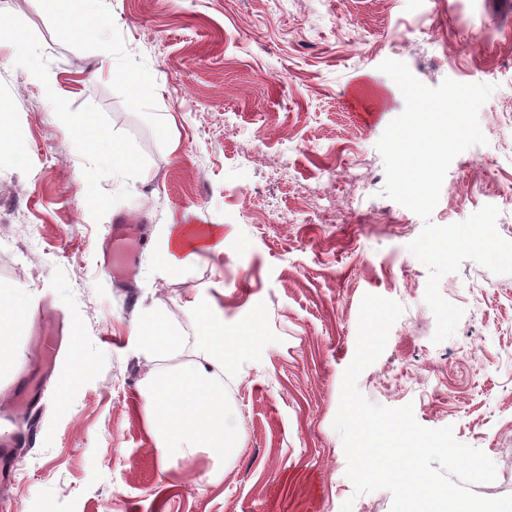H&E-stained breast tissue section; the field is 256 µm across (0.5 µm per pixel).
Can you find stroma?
<instances>
[{
	"label": "stroma",
	"instance_id": "1",
	"mask_svg": "<svg viewBox=\"0 0 512 512\" xmlns=\"http://www.w3.org/2000/svg\"><path fill=\"white\" fill-rule=\"evenodd\" d=\"M103 24L78 34L40 0H0V283L64 326L54 366L28 412L9 411L38 372L31 338L0 376V432L16 433L0 512H390L392 496H354L333 427L365 294L403 314L357 379L370 402L412 405L423 427H452L496 465L474 485L512 495V274L474 261L445 275L462 307L456 333L432 341L428 268L408 249L422 220L383 196L376 148L405 107L379 65L407 64L424 84L450 78L495 90L479 121L486 144L458 155L432 220L500 211L512 240V0H100ZM482 45H474L475 34ZM24 37L63 92L49 103L11 59ZM118 76L94 78L101 53ZM109 146L77 142L73 116ZM23 161H16L15 152ZM145 238L132 292L107 272L114 219ZM164 224L224 227L222 254L163 279ZM219 296L228 329L258 321L261 341L224 361L236 448L162 468L141 411L142 355L128 342L141 309L162 300L179 350L201 359L187 302ZM86 371L67 381L71 345ZM221 474L204 475L212 468Z\"/></svg>",
	"mask_w": 512,
	"mask_h": 512
}]
</instances>
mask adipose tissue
<instances>
[{
  "mask_svg": "<svg viewBox=\"0 0 512 512\" xmlns=\"http://www.w3.org/2000/svg\"><path fill=\"white\" fill-rule=\"evenodd\" d=\"M15 60L46 96L60 101L56 76L34 46L23 43ZM223 232L220 225L206 231L166 225L157 237L158 258L169 275H180L203 254L211 252L213 237ZM191 306L200 323L205 357L177 371L161 372L151 367L141 391L142 411L154 451L165 463L190 459L200 452L208 453L213 460H223L231 431L224 403V360L229 355L249 352L260 339L259 328L254 324L226 329L223 318L216 313V298L204 303L195 300ZM27 329L23 290L0 285V369L12 365L13 347ZM130 340L151 363L180 346V334L168 321L160 302L140 314Z\"/></svg>",
  "mask_w": 512,
  "mask_h": 512,
  "instance_id": "1",
  "label": "adipose tissue"
}]
</instances>
